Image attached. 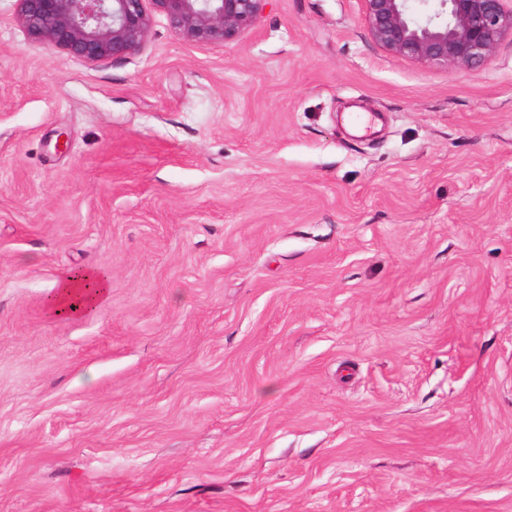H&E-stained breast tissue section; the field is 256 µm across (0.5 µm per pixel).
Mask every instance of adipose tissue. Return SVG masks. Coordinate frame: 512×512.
Returning <instances> with one entry per match:
<instances>
[{
    "instance_id": "obj_1",
    "label": "adipose tissue",
    "mask_w": 512,
    "mask_h": 512,
    "mask_svg": "<svg viewBox=\"0 0 512 512\" xmlns=\"http://www.w3.org/2000/svg\"><path fill=\"white\" fill-rule=\"evenodd\" d=\"M109 276L97 268H76L64 272L49 297L53 313L76 320L92 315L109 296Z\"/></svg>"
}]
</instances>
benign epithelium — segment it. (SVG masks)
Segmentation results:
<instances>
[{
  "instance_id": "1",
  "label": "benign epithelium",
  "mask_w": 512,
  "mask_h": 512,
  "mask_svg": "<svg viewBox=\"0 0 512 512\" xmlns=\"http://www.w3.org/2000/svg\"><path fill=\"white\" fill-rule=\"evenodd\" d=\"M30 36L90 62L124 58L146 42L152 12L183 38L205 43L236 39L264 0H17ZM365 20L384 51L448 73L472 71L491 59L512 32V0H436L424 19L409 0H363Z\"/></svg>"
}]
</instances>
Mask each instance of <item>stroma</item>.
<instances>
[{"label":"stroma","mask_w":512,"mask_h":512,"mask_svg":"<svg viewBox=\"0 0 512 512\" xmlns=\"http://www.w3.org/2000/svg\"><path fill=\"white\" fill-rule=\"evenodd\" d=\"M17 10L0 512H512V35L451 74L266 0L91 63ZM84 265L107 301L57 318ZM109 276L97 268H76L64 272L49 296L53 313L76 320L92 315L109 296Z\"/></svg>","instance_id":"35a3bbf8"}]
</instances>
